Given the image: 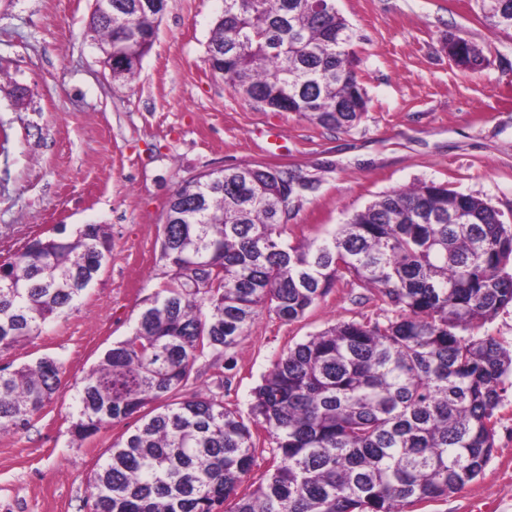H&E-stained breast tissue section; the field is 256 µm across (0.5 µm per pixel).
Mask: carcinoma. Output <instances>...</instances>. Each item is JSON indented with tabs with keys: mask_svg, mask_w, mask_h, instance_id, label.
<instances>
[{
	"mask_svg": "<svg viewBox=\"0 0 512 512\" xmlns=\"http://www.w3.org/2000/svg\"><path fill=\"white\" fill-rule=\"evenodd\" d=\"M148 2L112 0V19L94 13L91 29L143 57L137 31L161 19ZM480 2L491 32L512 33V0ZM355 37L335 0H224L207 62L234 94L344 131L368 105ZM285 182L310 188L288 170L244 166L175 190L160 253L168 283L75 399L81 441L138 423L90 477L91 512H416L489 462L512 352L477 332L512 305V225L431 181L382 194L329 238L293 244L277 197ZM458 212L463 221L448 223ZM64 232L0 261L1 349L78 309L106 262L105 225ZM345 278L391 315L340 321L278 356L250 408L270 438L269 467L244 488L252 423L197 384L194 364L236 348L265 311L300 320ZM61 383L50 357L0 367V431L25 429Z\"/></svg>",
	"mask_w": 512,
	"mask_h": 512,
	"instance_id": "cac0c4a2",
	"label": "carcinoma"
}]
</instances>
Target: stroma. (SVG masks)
Masks as SVG:
<instances>
[{
	"label": "stroma",
	"instance_id": "stroma-1",
	"mask_svg": "<svg viewBox=\"0 0 512 512\" xmlns=\"http://www.w3.org/2000/svg\"><path fill=\"white\" fill-rule=\"evenodd\" d=\"M223 0H169L136 79L112 82L88 34L92 0H0V257L29 237L104 224L111 251L77 311L0 350V366L41 357L62 385L27 430L0 432V512H90L88 478L126 423L74 440L82 378L128 336L167 278V201L185 180L244 165L288 169L313 188L289 205L288 239L335 232L379 195L440 182L512 217V34L492 33L478 0H336L353 26L369 107L349 131L235 95L207 63ZM483 49V70L448 58L449 36ZM383 304L338 282L299 321L264 314L216 366L195 364L248 415L252 392L288 348ZM483 472L420 512H512V378Z\"/></svg>",
	"mask_w": 512,
	"mask_h": 512
}]
</instances>
